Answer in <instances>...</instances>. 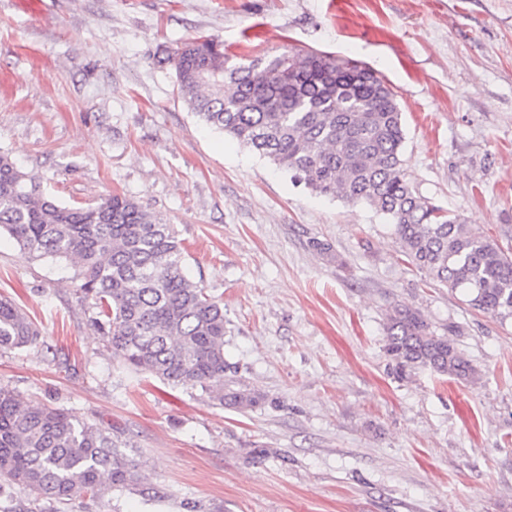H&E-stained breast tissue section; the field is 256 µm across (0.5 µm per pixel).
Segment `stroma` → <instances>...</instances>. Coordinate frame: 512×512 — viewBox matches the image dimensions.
I'll return each mask as SVG.
<instances>
[{
    "instance_id": "obj_1",
    "label": "stroma",
    "mask_w": 512,
    "mask_h": 512,
    "mask_svg": "<svg viewBox=\"0 0 512 512\" xmlns=\"http://www.w3.org/2000/svg\"><path fill=\"white\" fill-rule=\"evenodd\" d=\"M201 37L234 61L318 51L379 72L413 186L512 248V0H0V151L64 206L116 193L173 224L224 306L231 376L264 396L222 406L126 365L76 261L1 232L0 299L40 339L0 349V387L130 441L142 483L59 504L4 479L0 512H512V319L408 264L372 207L206 126L168 61ZM397 303L455 323L475 377L399 373Z\"/></svg>"
}]
</instances>
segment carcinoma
I'll return each mask as SVG.
<instances>
[{"label":"carcinoma","mask_w":512,"mask_h":512,"mask_svg":"<svg viewBox=\"0 0 512 512\" xmlns=\"http://www.w3.org/2000/svg\"><path fill=\"white\" fill-rule=\"evenodd\" d=\"M179 91L208 125L232 136L323 196L366 203L390 219L401 251L475 310L512 318V254L464 219L434 207L410 183L402 112L373 69L333 55L284 52L230 63L222 44L194 39L168 58ZM39 256L72 258L78 291L94 301L113 354L173 388H201L221 405L252 408L261 394L227 375L224 307L183 272L173 225L125 196L63 207L0 152V231ZM421 312L397 304L385 351L402 372L424 367L460 380L476 369ZM26 315L0 300V348L36 343ZM131 444L0 389V477L51 501L138 483Z\"/></svg>","instance_id":"obj_1"}]
</instances>
